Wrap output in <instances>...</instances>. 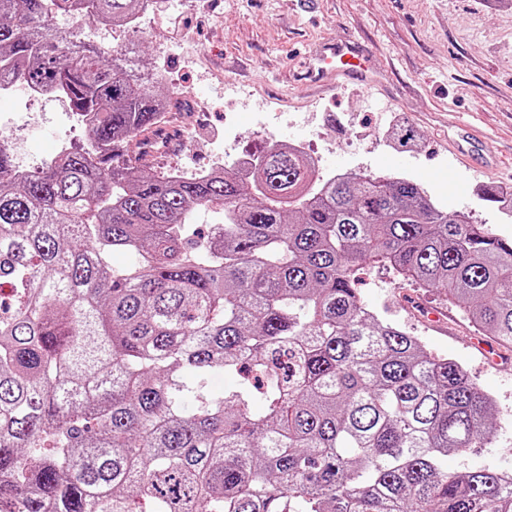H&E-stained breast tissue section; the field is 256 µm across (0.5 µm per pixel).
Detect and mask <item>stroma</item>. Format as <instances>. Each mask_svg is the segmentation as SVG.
<instances>
[{
    "instance_id": "stroma-1",
    "label": "stroma",
    "mask_w": 512,
    "mask_h": 512,
    "mask_svg": "<svg viewBox=\"0 0 512 512\" xmlns=\"http://www.w3.org/2000/svg\"><path fill=\"white\" fill-rule=\"evenodd\" d=\"M152 33H131L106 49L138 52L145 67L160 65L173 108L192 123L191 140L155 152L156 167L198 168L225 163L226 153H256L282 141L307 144L323 176L403 175L435 202L512 239V215L484 200L483 184L512 190V0H320L306 12L300 0H202L193 10L161 8ZM359 41L385 79L322 94L302 87L300 65L320 41ZM64 99L0 97V114L40 112L44 127L18 126L34 161L53 145L87 141ZM411 129L401 148L390 124ZM358 292L383 320L419 337L427 351L464 366L496 404L492 445L449 452L448 468L512 470V352L485 362L486 336L436 289L403 280L372 264L359 273ZM447 316V332L426 320Z\"/></svg>"
}]
</instances>
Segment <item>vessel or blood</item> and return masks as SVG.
I'll list each match as a JSON object with an SVG mask.
<instances>
[{"label": "vessel or blood", "mask_w": 512, "mask_h": 512, "mask_svg": "<svg viewBox=\"0 0 512 512\" xmlns=\"http://www.w3.org/2000/svg\"><path fill=\"white\" fill-rule=\"evenodd\" d=\"M380 74L351 40L320 42L304 65V81L315 86H335L355 82L364 86L378 83Z\"/></svg>", "instance_id": "vessel-or-blood-1"}]
</instances>
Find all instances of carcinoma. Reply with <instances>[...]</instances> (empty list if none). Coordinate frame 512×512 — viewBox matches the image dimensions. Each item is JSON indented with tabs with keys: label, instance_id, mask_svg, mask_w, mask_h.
Here are the masks:
<instances>
[{
	"label": "carcinoma",
	"instance_id": "obj_1",
	"mask_svg": "<svg viewBox=\"0 0 512 512\" xmlns=\"http://www.w3.org/2000/svg\"><path fill=\"white\" fill-rule=\"evenodd\" d=\"M144 2L0 0V75L90 140L27 174L0 146V512H512V474L444 460L491 443L493 398L356 288L389 266L512 351V240L290 144L247 178L132 166L164 81L52 21L128 27Z\"/></svg>",
	"mask_w": 512,
	"mask_h": 512
}]
</instances>
